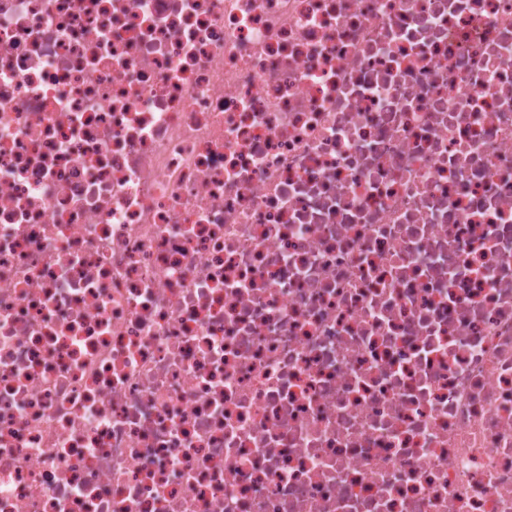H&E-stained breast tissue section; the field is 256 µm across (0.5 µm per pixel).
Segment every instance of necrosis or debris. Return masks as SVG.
Returning <instances> with one entry per match:
<instances>
[{
    "label": "necrosis or debris",
    "mask_w": 512,
    "mask_h": 512,
    "mask_svg": "<svg viewBox=\"0 0 512 512\" xmlns=\"http://www.w3.org/2000/svg\"><path fill=\"white\" fill-rule=\"evenodd\" d=\"M0 512H512V0H0Z\"/></svg>",
    "instance_id": "necrosis-or-debris-1"
}]
</instances>
